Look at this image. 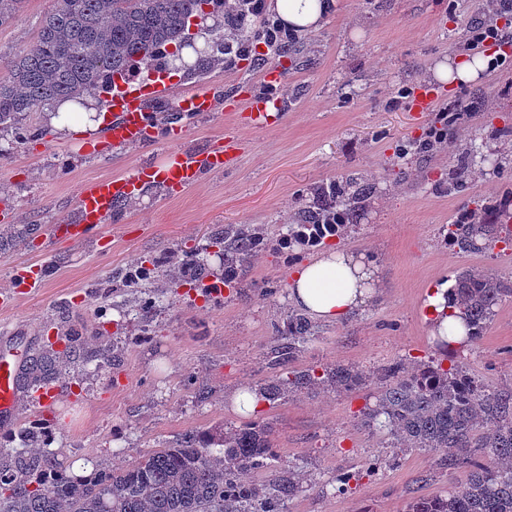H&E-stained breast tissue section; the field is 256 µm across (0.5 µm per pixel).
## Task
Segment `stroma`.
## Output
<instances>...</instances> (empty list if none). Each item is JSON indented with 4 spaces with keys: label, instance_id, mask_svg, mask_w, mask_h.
<instances>
[{
    "label": "stroma",
    "instance_id": "1",
    "mask_svg": "<svg viewBox=\"0 0 512 512\" xmlns=\"http://www.w3.org/2000/svg\"><path fill=\"white\" fill-rule=\"evenodd\" d=\"M486 2L336 0L321 28L297 35L286 54L268 56L281 77L272 91L247 60L226 70L173 73L172 89L153 101L158 126H182L186 149L234 139L235 160L181 193L147 186L106 222L101 247L60 231L76 216L79 189L164 156L170 145L90 155L82 147L102 139V131H57L47 109L30 115L40 135L26 150L0 138V225L28 229L21 242L0 237V291L10 287L15 265L47 267L41 287L0 307V348L30 351L67 327L125 345L112 362H74L46 405L22 400L21 428L42 424L60 462L94 454L118 467L176 445L186 433L241 425L231 405L240 388L342 365L363 375L356 389L319 384L262 403L254 418L270 427L277 458L271 470L249 472L247 480L300 467L310 483L289 500L288 512H404L413 498L452 492L458 472L444 452L394 447L387 433L365 426L363 413L375 406L387 365L442 357L425 319L432 286L470 269L512 283V251L464 253L445 238L449 224L485 206L496 223L512 224V51L500 41L479 44L498 66L478 84L451 89L432 74L437 63L467 53L464 36L474 26L491 22L512 32V14H486ZM52 4L28 0L0 28V76L33 43ZM204 88L221 101L271 91L284 115L264 128L241 109L181 116L179 97ZM424 91L436 109L461 113L449 127L450 148L420 146L435 115L414 111L409 101ZM46 142L54 152L43 151ZM461 157L467 180L452 191L448 168ZM358 184L370 193L330 242L376 265L373 296L341 322L313 321L297 359L272 366L268 354L296 310L289 273L314 254L284 248L282 240L318 192ZM228 224L263 225L272 244L237 263L223 296L181 280L146 297L142 309L131 306L124 272L152 266L167 252L187 253L209 279L223 281ZM454 361L486 388L512 390V297ZM347 471L357 480L336 492V474Z\"/></svg>",
    "mask_w": 512,
    "mask_h": 512
}]
</instances>
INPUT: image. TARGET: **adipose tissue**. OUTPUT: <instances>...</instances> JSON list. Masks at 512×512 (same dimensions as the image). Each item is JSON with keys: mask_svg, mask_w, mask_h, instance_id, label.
Instances as JSON below:
<instances>
[{"mask_svg": "<svg viewBox=\"0 0 512 512\" xmlns=\"http://www.w3.org/2000/svg\"><path fill=\"white\" fill-rule=\"evenodd\" d=\"M329 0H269L268 8L297 32L318 29L327 19ZM489 63L481 57L460 56L438 63L435 79L455 85L474 84L489 76ZM376 277L373 266L354 252L339 247L319 253L295 267L290 274V297L294 304L313 318L343 321L371 299ZM451 288L441 284L429 290L425 308L429 333L449 342L451 348H464L465 318L448 299Z\"/></svg>", "mask_w": 512, "mask_h": 512, "instance_id": "ef3b65f1", "label": "adipose tissue"}]
</instances>
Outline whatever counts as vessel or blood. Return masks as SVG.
Masks as SVG:
<instances>
[{
    "instance_id": "vessel-or-blood-1",
    "label": "vessel or blood",
    "mask_w": 512,
    "mask_h": 512,
    "mask_svg": "<svg viewBox=\"0 0 512 512\" xmlns=\"http://www.w3.org/2000/svg\"><path fill=\"white\" fill-rule=\"evenodd\" d=\"M170 83L167 73L154 71L152 83L135 85L115 78L112 88V124L107 138L113 150L143 143L154 129L156 121L145 105L148 95L162 92ZM179 107L184 112H211L215 104L205 90L181 96ZM233 141L213 145L208 151H175L162 163L144 162L133 165L123 173L84 185L77 196V218L71 226L73 241L84 243L99 239L107 218L117 205L135 195L149 184L169 189L193 187L207 173L222 170L233 158ZM43 265L28 263L18 266L12 288L0 292V303H13L16 296L39 287L43 280ZM19 359L0 356V428L12 429L18 424L22 392L18 385Z\"/></svg>"
}]
</instances>
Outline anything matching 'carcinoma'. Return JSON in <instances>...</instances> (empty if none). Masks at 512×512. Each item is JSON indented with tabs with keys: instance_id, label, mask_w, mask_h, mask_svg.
Segmentation results:
<instances>
[{
	"instance_id": "cac0c4a2",
	"label": "carcinoma",
	"mask_w": 512,
	"mask_h": 512,
	"mask_svg": "<svg viewBox=\"0 0 512 512\" xmlns=\"http://www.w3.org/2000/svg\"><path fill=\"white\" fill-rule=\"evenodd\" d=\"M26 0H0V28L11 24ZM224 11L222 0H55L44 13L33 43L11 59L0 78V130L11 131L23 144L37 129L24 116L44 106L79 100L87 93L112 89L119 74L140 75L147 66L169 63L188 47L210 52L206 66L224 65V40L210 49L198 48L189 28L195 18ZM228 37L244 44L253 33L247 20L227 23ZM364 194L358 190L333 196L336 208L353 213ZM448 242L466 253H482L512 243V229L487 219L450 224ZM264 231L254 224L224 227L225 248L241 259L258 255ZM188 260L177 253L154 264L133 282L137 292L165 288L171 270ZM454 301L466 315L468 340L481 338L495 308L512 296V285L476 270L457 275ZM311 325L307 317H288V335L271 351L274 364L296 359ZM71 359L46 348L33 352L20 373L24 387L45 384L67 371ZM385 386L369 420L385 417L380 429L406 448L439 450L448 466L464 467L462 489L446 495L416 498L406 512H512V390L481 386L455 364L441 360L407 369L401 363L384 369ZM362 376L338 366L317 375L302 371L264 385L262 394L275 402L312 384L327 383L348 391ZM19 447H0V512H286L288 500L302 478L288 468V477L244 483L243 471L266 464L275 456L270 429L246 422L219 433L190 432L175 446L159 448L118 468L95 465L86 479L52 469L55 453L49 435L38 426L17 433ZM495 464L474 459V449Z\"/></svg>"
}]
</instances>
